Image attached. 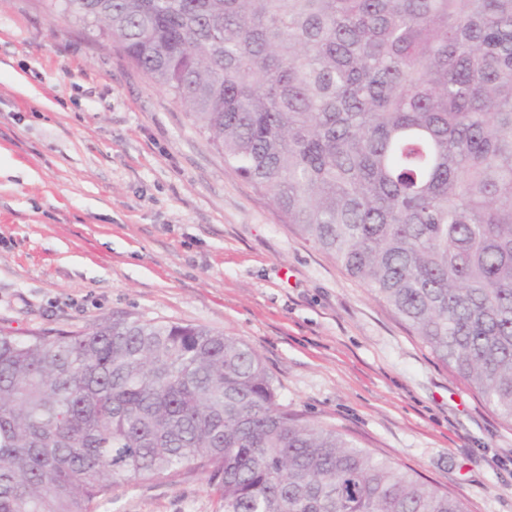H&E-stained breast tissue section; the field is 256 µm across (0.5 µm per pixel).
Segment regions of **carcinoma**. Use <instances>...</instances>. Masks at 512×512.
Listing matches in <instances>:
<instances>
[{"instance_id":"cac0c4a2","label":"carcinoma","mask_w":512,"mask_h":512,"mask_svg":"<svg viewBox=\"0 0 512 512\" xmlns=\"http://www.w3.org/2000/svg\"><path fill=\"white\" fill-rule=\"evenodd\" d=\"M512 423V0H48ZM193 463L222 512H466L278 401L258 353L117 314L0 329V512Z\"/></svg>"}]
</instances>
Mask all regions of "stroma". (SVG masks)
<instances>
[{"label": "stroma", "mask_w": 512, "mask_h": 512, "mask_svg": "<svg viewBox=\"0 0 512 512\" xmlns=\"http://www.w3.org/2000/svg\"><path fill=\"white\" fill-rule=\"evenodd\" d=\"M243 338L279 401L460 499L512 512V425L282 222L116 44L0 0V329L113 313ZM101 512H220L187 468Z\"/></svg>", "instance_id": "1"}]
</instances>
